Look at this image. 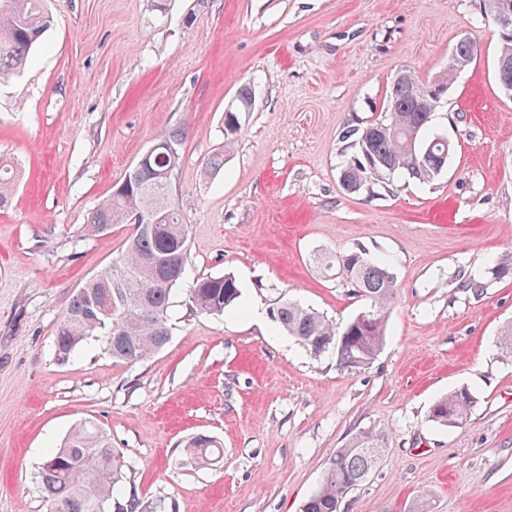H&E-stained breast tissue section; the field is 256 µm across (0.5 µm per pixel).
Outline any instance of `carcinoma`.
<instances>
[{
	"label": "carcinoma",
	"instance_id": "obj_1",
	"mask_svg": "<svg viewBox=\"0 0 512 512\" xmlns=\"http://www.w3.org/2000/svg\"><path fill=\"white\" fill-rule=\"evenodd\" d=\"M51 22L45 0H0V82L20 73ZM429 86L414 73L402 71L386 90L384 118L343 130L342 139L352 150L340 171L344 190L388 192L398 175L425 183L440 174L433 155L445 146L425 136L434 113L426 111L425 104L414 111L408 94L411 89L424 96ZM252 100L251 88L242 86L237 107L224 113L226 134L237 132L238 113L250 111ZM168 167L169 160L158 151L146 164L135 162L91 212L86 228L93 235L109 232L114 224H129L137 213L149 217L155 230L133 231L121 256L74 293L57 326L59 362L68 361L92 337L103 341L113 359L125 363L145 360L169 342L168 310L173 290L182 281L178 267L188 262L190 225L175 206ZM13 187L12 169L0 161V208L8 205ZM326 267L338 270L353 293L367 301L372 312L368 323L355 317L338 330L324 316L293 302L274 309L272 318L311 355L331 352L341 369L356 373L374 362L383 345L394 276L385 263L361 248L327 260ZM240 295L230 275L198 278L189 288V301L201 314H222ZM109 305L112 314L107 315L104 308ZM472 404L470 391L460 389L439 399L429 418L453 427ZM386 440L383 433L364 431L338 449L320 488L301 512H340L346 496L376 468ZM216 451L213 441L195 438L186 445V454L194 459H207ZM125 467L123 453L112 447L102 426L95 421L76 425L42 463L40 485L47 512H147L145 501L121 493Z\"/></svg>",
	"mask_w": 512,
	"mask_h": 512
}]
</instances>
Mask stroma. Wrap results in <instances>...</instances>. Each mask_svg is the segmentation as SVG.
<instances>
[{
    "mask_svg": "<svg viewBox=\"0 0 512 512\" xmlns=\"http://www.w3.org/2000/svg\"><path fill=\"white\" fill-rule=\"evenodd\" d=\"M54 23L0 85V155L22 170L0 210V512H46L39 467L77 424L99 421L128 465L125 490L166 512H300L337 449L388 436L341 512H512V99L495 78L480 0H48ZM477 43L438 109L447 139L433 181L342 189V132L380 118L403 70L428 79L463 34ZM254 94L232 147L224 112ZM184 132L174 201L190 226L188 278L233 275L222 315L192 311L147 359L87 341L54 355L73 293L133 227L84 232L92 208L157 139ZM224 168L205 176L209 156ZM363 248L395 277L369 368L313 357L271 317L296 301L336 328L366 303L317 255ZM474 275L480 292L461 288ZM467 388L462 423L431 422ZM222 452L199 464L191 438Z\"/></svg>",
    "mask_w": 512,
    "mask_h": 512,
    "instance_id": "35a3bbf8",
    "label": "stroma"
}]
</instances>
